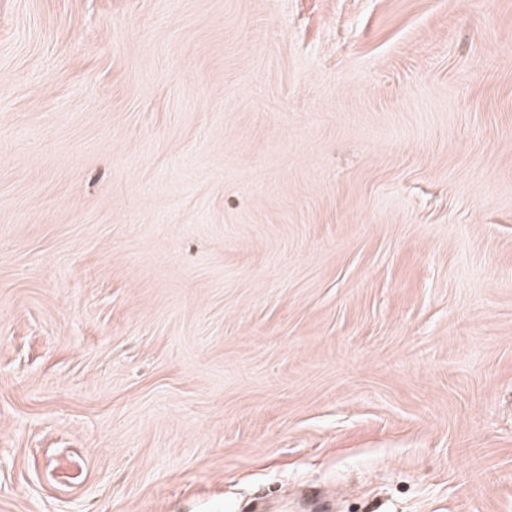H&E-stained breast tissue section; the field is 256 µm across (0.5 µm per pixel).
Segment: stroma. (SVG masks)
I'll return each instance as SVG.
<instances>
[{"mask_svg":"<svg viewBox=\"0 0 512 512\" xmlns=\"http://www.w3.org/2000/svg\"><path fill=\"white\" fill-rule=\"evenodd\" d=\"M0 512H512V0H0Z\"/></svg>","mask_w":512,"mask_h":512,"instance_id":"obj_1","label":"stroma"}]
</instances>
